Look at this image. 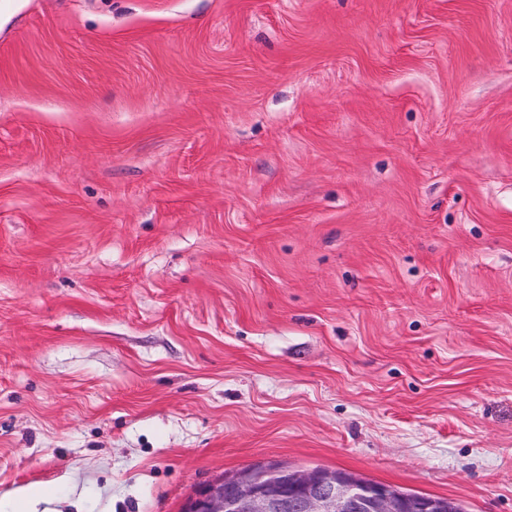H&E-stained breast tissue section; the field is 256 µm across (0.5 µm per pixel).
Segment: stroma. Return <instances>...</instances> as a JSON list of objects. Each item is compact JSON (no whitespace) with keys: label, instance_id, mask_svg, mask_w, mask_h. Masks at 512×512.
<instances>
[{"label":"stroma","instance_id":"35a3bbf8","mask_svg":"<svg viewBox=\"0 0 512 512\" xmlns=\"http://www.w3.org/2000/svg\"><path fill=\"white\" fill-rule=\"evenodd\" d=\"M266 460L512 512V0H0V504ZM52 498L51 490L45 486H33L17 498L6 512H37L33 508L36 504L47 502Z\"/></svg>","mask_w":512,"mask_h":512}]
</instances>
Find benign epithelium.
I'll return each mask as SVG.
<instances>
[{"label": "benign epithelium", "instance_id": "benign-epithelium-1", "mask_svg": "<svg viewBox=\"0 0 512 512\" xmlns=\"http://www.w3.org/2000/svg\"><path fill=\"white\" fill-rule=\"evenodd\" d=\"M460 512L452 501L412 497L340 470H294L278 461L251 464L199 488L183 512Z\"/></svg>", "mask_w": 512, "mask_h": 512}]
</instances>
